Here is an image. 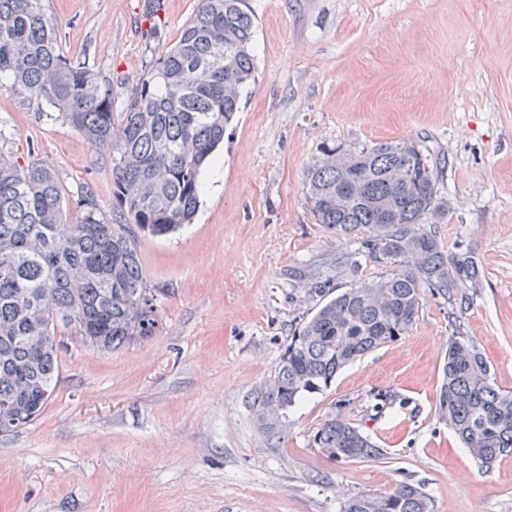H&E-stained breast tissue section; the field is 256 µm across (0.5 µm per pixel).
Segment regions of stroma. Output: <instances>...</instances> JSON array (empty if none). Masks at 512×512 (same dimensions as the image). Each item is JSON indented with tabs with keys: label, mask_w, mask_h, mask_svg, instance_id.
Instances as JSON below:
<instances>
[{
	"label": "stroma",
	"mask_w": 512,
	"mask_h": 512,
	"mask_svg": "<svg viewBox=\"0 0 512 512\" xmlns=\"http://www.w3.org/2000/svg\"><path fill=\"white\" fill-rule=\"evenodd\" d=\"M44 0L65 55L112 79L125 111L198 0ZM255 80L240 96L193 223L140 240L161 291L159 333L102 352L65 336L43 412L0 435V512H339L344 496L420 484L435 512H512V457L484 468L438 416L448 342L472 340L512 391V0H247ZM418 137L448 208L429 218L448 252L470 251L475 284L424 293L410 331L306 395L279 429L251 396L274 378L295 329L330 289L386 269L316 224L304 180L329 148ZM0 152L50 164L80 212L112 204V150L42 100L0 90ZM350 252L355 263L340 266ZM392 400L373 410L377 393ZM343 415L383 459L334 461L314 444Z\"/></svg>",
	"instance_id": "35a3bbf8"
}]
</instances>
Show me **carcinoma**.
Here are the masks:
<instances>
[{
    "label": "carcinoma",
    "instance_id": "obj_1",
    "mask_svg": "<svg viewBox=\"0 0 512 512\" xmlns=\"http://www.w3.org/2000/svg\"><path fill=\"white\" fill-rule=\"evenodd\" d=\"M254 17L245 0H199L175 45L155 59L124 112L112 111V79L65 56L43 0H0V89L42 99L94 143L112 146V198L119 220H105L91 189L82 217L66 223L68 193L55 172L21 166L0 153V416L21 423L44 409L63 327L105 352L159 330L156 289L139 252L143 235L162 238L191 223L198 175L224 143L240 90L255 74ZM331 148L308 170L306 199L317 221L338 236L360 229L362 246L390 272L322 304L294 331L274 379L253 397L263 411L288 409L330 386L336 374L415 324L422 288L446 297L474 282L468 252L448 253L424 221L448 208L438 169L415 138L350 149L340 170ZM441 418L481 466L512 456V392L491 382L475 344L448 345L438 398ZM331 460L379 459V448L337 415L314 435ZM340 512H435L423 488L400 481L343 500Z\"/></svg>",
    "mask_w": 512,
    "mask_h": 512
}]
</instances>
